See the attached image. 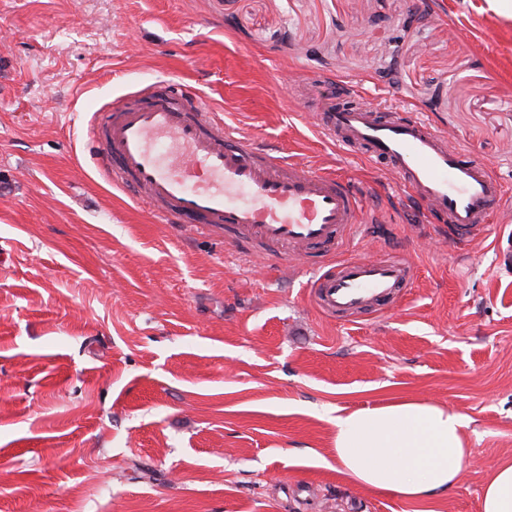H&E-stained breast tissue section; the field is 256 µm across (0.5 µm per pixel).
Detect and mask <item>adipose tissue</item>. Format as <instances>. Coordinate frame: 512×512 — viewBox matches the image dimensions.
Here are the masks:
<instances>
[{"instance_id": "ef3b65f1", "label": "adipose tissue", "mask_w": 512, "mask_h": 512, "mask_svg": "<svg viewBox=\"0 0 512 512\" xmlns=\"http://www.w3.org/2000/svg\"><path fill=\"white\" fill-rule=\"evenodd\" d=\"M334 456L340 473L380 493L429 500L453 488L469 461L466 422L435 403L398 399L337 413ZM481 512H512V464L485 484Z\"/></svg>"}]
</instances>
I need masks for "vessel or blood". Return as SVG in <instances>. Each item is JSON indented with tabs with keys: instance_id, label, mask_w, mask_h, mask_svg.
I'll return each instance as SVG.
<instances>
[{
	"instance_id": "obj_1",
	"label": "vessel or blood",
	"mask_w": 512,
	"mask_h": 512,
	"mask_svg": "<svg viewBox=\"0 0 512 512\" xmlns=\"http://www.w3.org/2000/svg\"><path fill=\"white\" fill-rule=\"evenodd\" d=\"M337 145L384 161L412 196L447 223L453 240L487 224L506 199L487 162L449 144L417 117L380 118L376 108L320 105ZM91 135L109 145L102 169L134 188L161 222L219 224L271 246L320 249L332 268L311 271L319 309L347 319L392 301L414 277L404 258L342 257L365 218L362 195L342 176L286 160L224 128L216 112L176 84L150 87L139 105L99 115Z\"/></svg>"
}]
</instances>
